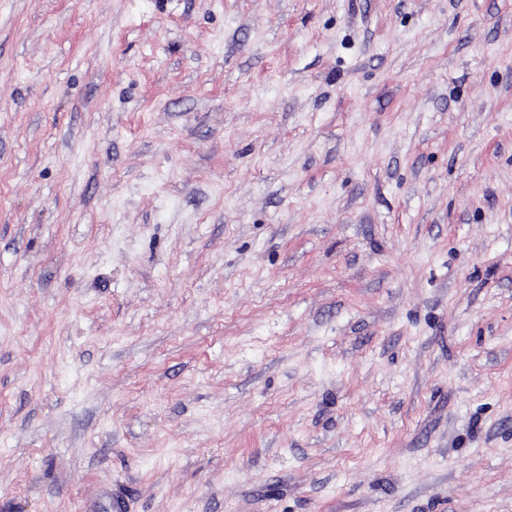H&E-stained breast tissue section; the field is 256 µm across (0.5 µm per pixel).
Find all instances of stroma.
I'll return each instance as SVG.
<instances>
[{
  "label": "stroma",
  "mask_w": 512,
  "mask_h": 512,
  "mask_svg": "<svg viewBox=\"0 0 512 512\" xmlns=\"http://www.w3.org/2000/svg\"><path fill=\"white\" fill-rule=\"evenodd\" d=\"M0 512H512V0H0Z\"/></svg>",
  "instance_id": "obj_1"
}]
</instances>
